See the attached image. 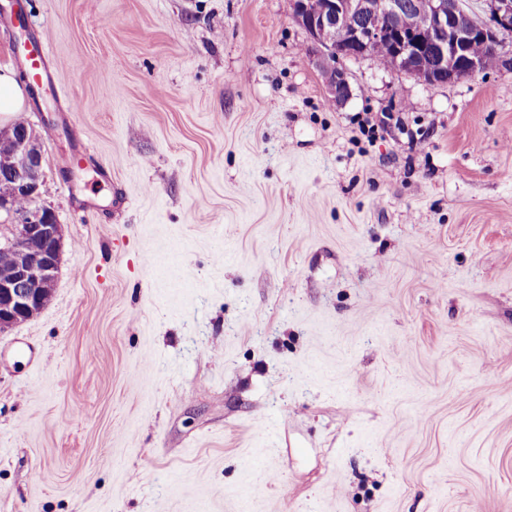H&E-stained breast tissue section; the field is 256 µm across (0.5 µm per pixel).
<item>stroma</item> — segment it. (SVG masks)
I'll use <instances>...</instances> for the list:
<instances>
[{
  "label": "stroma",
  "mask_w": 512,
  "mask_h": 512,
  "mask_svg": "<svg viewBox=\"0 0 512 512\" xmlns=\"http://www.w3.org/2000/svg\"><path fill=\"white\" fill-rule=\"evenodd\" d=\"M21 5L93 106L26 95L63 244L0 512H512V33L450 84L337 58L336 107L289 0Z\"/></svg>",
  "instance_id": "35a3bbf8"
}]
</instances>
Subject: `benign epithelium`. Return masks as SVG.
Segmentation results:
<instances>
[{"mask_svg":"<svg viewBox=\"0 0 512 512\" xmlns=\"http://www.w3.org/2000/svg\"><path fill=\"white\" fill-rule=\"evenodd\" d=\"M293 19L308 33L310 53L330 100L344 104L352 95L336 56L376 55L391 48L393 68L425 83H454L483 72L471 45L492 48L498 35L512 32V0H485L487 17L473 16L460 0H323L313 11L309 0H290ZM0 179L15 185L29 205L19 210L13 199L0 201L12 217L11 275L0 279V333L39 313L51 293L62 241L53 210L38 204L42 183L39 136L29 123L0 131Z\"/></svg>","mask_w":512,"mask_h":512,"instance_id":"7a95c632","label":"benign epithelium"}]
</instances>
